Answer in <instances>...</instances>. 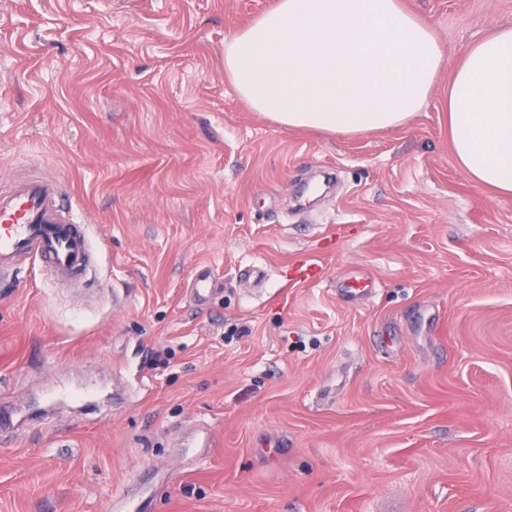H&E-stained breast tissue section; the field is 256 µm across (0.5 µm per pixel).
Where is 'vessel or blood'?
I'll use <instances>...</instances> for the list:
<instances>
[{"label": "vessel or blood", "instance_id": "b4317fda", "mask_svg": "<svg viewBox=\"0 0 512 512\" xmlns=\"http://www.w3.org/2000/svg\"><path fill=\"white\" fill-rule=\"evenodd\" d=\"M29 259L61 280L99 276L100 248L82 219L80 203L63 199L51 181H19L0 190V275L19 276ZM216 290L212 270L197 267L190 290L194 304H207Z\"/></svg>", "mask_w": 512, "mask_h": 512}]
</instances>
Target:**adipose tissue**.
Wrapping results in <instances>:
<instances>
[{"mask_svg":"<svg viewBox=\"0 0 512 512\" xmlns=\"http://www.w3.org/2000/svg\"><path fill=\"white\" fill-rule=\"evenodd\" d=\"M444 62L432 26L402 0H277L224 40V74L253 111L329 133L405 126ZM448 123L468 180L512 196V26L465 49Z\"/></svg>","mask_w":512,"mask_h":512,"instance_id":"adipose-tissue-1","label":"adipose tissue"}]
</instances>
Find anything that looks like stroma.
I'll return each instance as SVG.
<instances>
[{"instance_id":"1","label":"stroma","mask_w":512,"mask_h":512,"mask_svg":"<svg viewBox=\"0 0 512 512\" xmlns=\"http://www.w3.org/2000/svg\"><path fill=\"white\" fill-rule=\"evenodd\" d=\"M276 2L0 0V188L62 182L102 264L0 284V398L132 389L0 446V512H121L158 466L146 512H512V196L457 168L444 69L392 133L251 110L224 39ZM402 4L452 61L512 25V0ZM306 258L323 275L294 283ZM202 423L213 447L181 463ZM217 290V280L212 270L208 266H198L192 277L190 290L194 304H207Z\"/></svg>"}]
</instances>
